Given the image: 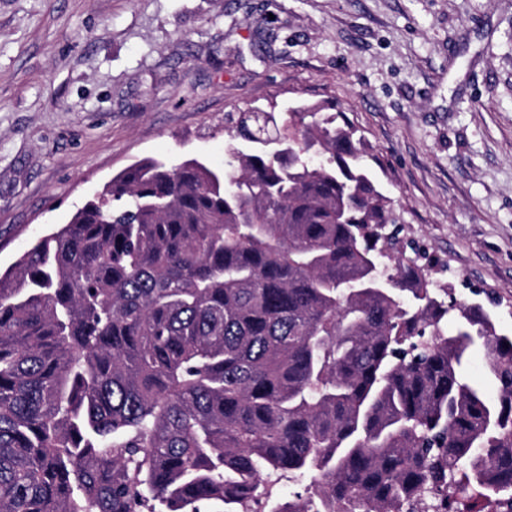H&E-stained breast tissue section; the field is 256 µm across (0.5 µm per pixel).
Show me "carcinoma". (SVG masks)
Here are the masks:
<instances>
[{"instance_id": "carcinoma-1", "label": "carcinoma", "mask_w": 512, "mask_h": 512, "mask_svg": "<svg viewBox=\"0 0 512 512\" xmlns=\"http://www.w3.org/2000/svg\"><path fill=\"white\" fill-rule=\"evenodd\" d=\"M356 133L226 112L224 167L142 159L0 272V512H512V336L406 256ZM471 380L487 392H494L493 380L490 375L485 351L482 348H475L470 358L468 367Z\"/></svg>"}]
</instances>
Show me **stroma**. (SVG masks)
Wrapping results in <instances>:
<instances>
[{
    "mask_svg": "<svg viewBox=\"0 0 512 512\" xmlns=\"http://www.w3.org/2000/svg\"><path fill=\"white\" fill-rule=\"evenodd\" d=\"M336 104L401 237L512 333V0H0V268L224 115Z\"/></svg>",
    "mask_w": 512,
    "mask_h": 512,
    "instance_id": "obj_1",
    "label": "stroma"
}]
</instances>
